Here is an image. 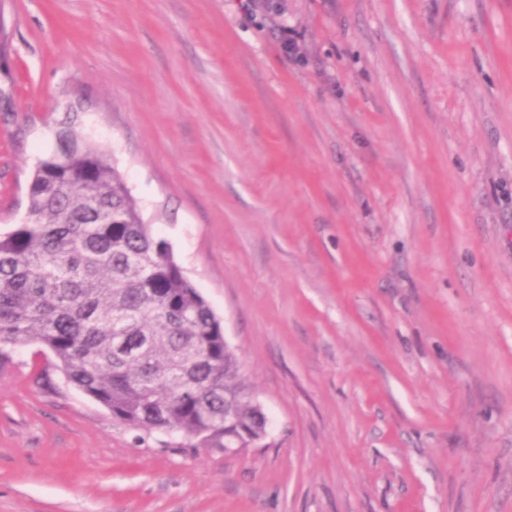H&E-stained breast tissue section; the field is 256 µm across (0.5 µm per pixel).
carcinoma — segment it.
Returning <instances> with one entry per match:
<instances>
[{
  "label": "carcinoma",
  "mask_w": 512,
  "mask_h": 512,
  "mask_svg": "<svg viewBox=\"0 0 512 512\" xmlns=\"http://www.w3.org/2000/svg\"><path fill=\"white\" fill-rule=\"evenodd\" d=\"M55 137L31 175L26 218L0 232V370L35 342L132 429L250 446L266 424L223 321L77 118Z\"/></svg>",
  "instance_id": "obj_1"
}]
</instances>
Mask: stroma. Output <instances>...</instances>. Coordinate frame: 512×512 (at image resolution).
I'll list each match as a JSON object with an SVG mask.
<instances>
[{"instance_id": "stroma-1", "label": "stroma", "mask_w": 512, "mask_h": 512, "mask_svg": "<svg viewBox=\"0 0 512 512\" xmlns=\"http://www.w3.org/2000/svg\"><path fill=\"white\" fill-rule=\"evenodd\" d=\"M77 105L267 435L131 429L29 343L0 512H512V0H0L1 230Z\"/></svg>"}]
</instances>
